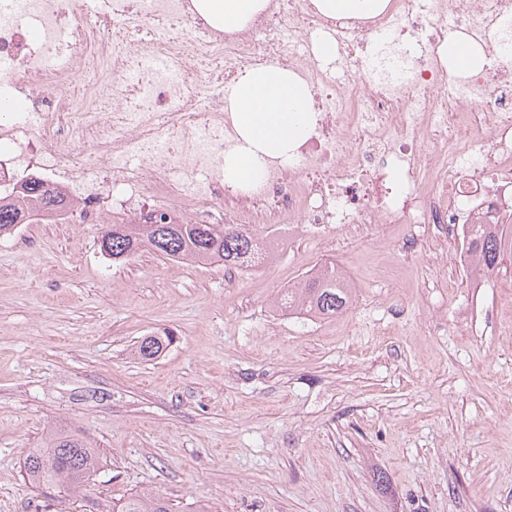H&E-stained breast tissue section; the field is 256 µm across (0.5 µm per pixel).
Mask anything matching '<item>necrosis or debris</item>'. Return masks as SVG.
<instances>
[{"mask_svg":"<svg viewBox=\"0 0 512 512\" xmlns=\"http://www.w3.org/2000/svg\"><path fill=\"white\" fill-rule=\"evenodd\" d=\"M195 0H0V189L34 177L64 208L48 224L287 225L279 249L352 226L431 224L462 242L469 224L512 215V0H391L364 20L312 0H268L246 28L220 29ZM336 42L321 61L319 34ZM455 34L478 73H449ZM274 62L313 93L312 131L290 158L225 198L239 137L224 93ZM24 92V112L10 100ZM468 142V153H457ZM91 150L90 157L80 148ZM93 163L91 177L76 166Z\"/></svg>","mask_w":512,"mask_h":512,"instance_id":"1","label":"necrosis or debris"}]
</instances>
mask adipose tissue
I'll return each instance as SVG.
<instances>
[{
	"mask_svg": "<svg viewBox=\"0 0 512 512\" xmlns=\"http://www.w3.org/2000/svg\"><path fill=\"white\" fill-rule=\"evenodd\" d=\"M263 0H202L201 8L227 28L247 24ZM225 99L241 139L224 155V184L247 189L268 156H287L310 132L311 91L296 74L276 64L248 70L226 91Z\"/></svg>",
	"mask_w": 512,
	"mask_h": 512,
	"instance_id": "obj_1",
	"label": "adipose tissue"
}]
</instances>
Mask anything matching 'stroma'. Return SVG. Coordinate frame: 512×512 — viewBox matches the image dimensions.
Instances as JSON below:
<instances>
[{
    "mask_svg": "<svg viewBox=\"0 0 512 512\" xmlns=\"http://www.w3.org/2000/svg\"><path fill=\"white\" fill-rule=\"evenodd\" d=\"M101 227L0 237V512H90L153 489L173 512H512V265L455 313L466 271L374 231L224 285V268L142 250L103 256ZM334 262L342 314L277 310ZM174 341L158 357L143 337ZM90 439L81 496L31 484L54 430ZM171 342V336H145L136 346L135 353L142 359H152L157 357Z\"/></svg>",
    "mask_w": 512,
    "mask_h": 512,
    "instance_id": "stroma-1",
    "label": "stroma"
}]
</instances>
